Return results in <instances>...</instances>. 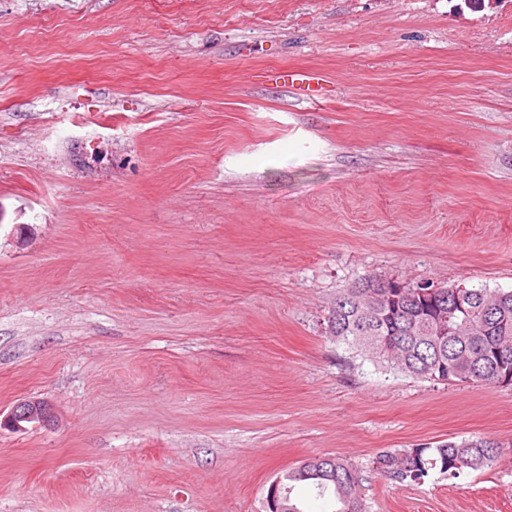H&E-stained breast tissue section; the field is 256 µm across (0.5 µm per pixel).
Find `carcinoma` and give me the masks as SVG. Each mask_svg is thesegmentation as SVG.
<instances>
[{"mask_svg": "<svg viewBox=\"0 0 512 512\" xmlns=\"http://www.w3.org/2000/svg\"><path fill=\"white\" fill-rule=\"evenodd\" d=\"M378 280L364 279L336 296L329 321L336 342L355 348L377 360L382 366L419 379L497 385L512 377V290L467 287L462 291L447 290L443 298H435L448 312L459 314V339L436 343L425 339L428 323L392 324L374 315V304L365 296L379 293ZM366 336L380 343L396 339L403 348L381 356L367 345ZM424 448H402L385 451L373 460V469L394 483L416 482L438 467L450 477L466 470L493 468L499 457L498 447L484 437L448 441L433 449V457H425ZM362 474L353 464L330 457L317 461L311 457L288 471L284 478L283 503L288 512H301L291 499L297 483H310L323 495L333 494L340 504L336 512H366L360 496Z\"/></svg>", "mask_w": 512, "mask_h": 512, "instance_id": "obj_1", "label": "carcinoma"}]
</instances>
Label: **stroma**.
<instances>
[{
    "mask_svg": "<svg viewBox=\"0 0 512 512\" xmlns=\"http://www.w3.org/2000/svg\"><path fill=\"white\" fill-rule=\"evenodd\" d=\"M374 275L512 289V0H0V411L54 414L0 429V512H265L324 455L368 512H512V389L332 335ZM276 81L295 88L302 94L311 98L319 95L322 78L315 72L305 69L283 70L272 76ZM52 421L51 410L43 401L22 399L15 403L10 411L2 418L0 413V428L21 429L22 423L45 424ZM433 449V458L425 452ZM499 457L498 447L484 437L444 442L436 448H402L385 451L373 460V469L394 483L416 482L428 475L430 468L457 477L465 470L493 468ZM409 465V467L407 466Z\"/></svg>",
    "mask_w": 512,
    "mask_h": 512,
    "instance_id": "1",
    "label": "stroma"
}]
</instances>
